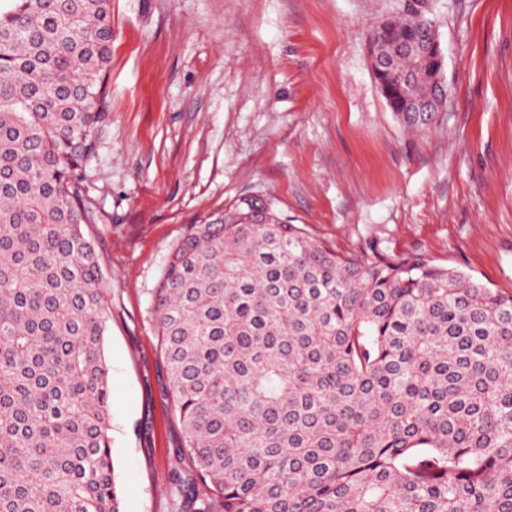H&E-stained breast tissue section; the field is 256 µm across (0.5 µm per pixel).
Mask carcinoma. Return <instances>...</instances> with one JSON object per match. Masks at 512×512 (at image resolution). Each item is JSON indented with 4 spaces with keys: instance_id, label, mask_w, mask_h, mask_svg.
Here are the masks:
<instances>
[{
    "instance_id": "carcinoma-1",
    "label": "carcinoma",
    "mask_w": 512,
    "mask_h": 512,
    "mask_svg": "<svg viewBox=\"0 0 512 512\" xmlns=\"http://www.w3.org/2000/svg\"><path fill=\"white\" fill-rule=\"evenodd\" d=\"M0 7V512H122L83 225L110 0ZM421 14L370 46L398 120L448 96ZM411 43L412 52L399 45ZM152 313L183 512H512V294L418 255H345L245 195L187 226Z\"/></svg>"
}]
</instances>
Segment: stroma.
I'll list each match as a JSON object with an SVG mask.
<instances>
[{
  "mask_svg": "<svg viewBox=\"0 0 512 512\" xmlns=\"http://www.w3.org/2000/svg\"><path fill=\"white\" fill-rule=\"evenodd\" d=\"M422 11L448 98L410 132L368 35ZM107 118L82 191L112 301L104 336L123 512H180L152 292L187 225L272 200L337 252L419 254L512 293V0H112Z\"/></svg>",
  "mask_w": 512,
  "mask_h": 512,
  "instance_id": "1",
  "label": "stroma"
}]
</instances>
